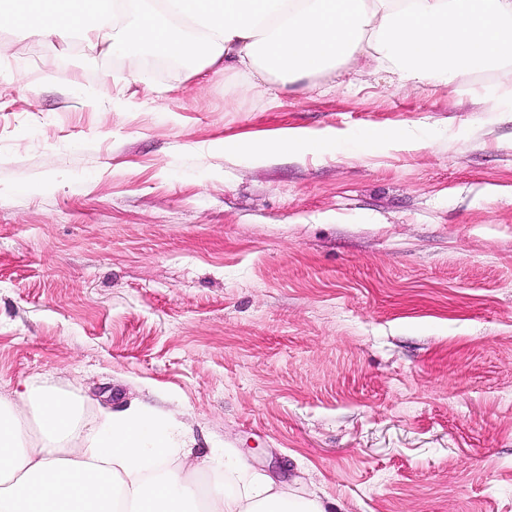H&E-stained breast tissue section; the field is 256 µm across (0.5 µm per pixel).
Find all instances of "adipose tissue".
<instances>
[{
    "label": "adipose tissue",
    "instance_id": "adipose-tissue-1",
    "mask_svg": "<svg viewBox=\"0 0 512 512\" xmlns=\"http://www.w3.org/2000/svg\"><path fill=\"white\" fill-rule=\"evenodd\" d=\"M3 27L183 60L272 96L362 58L414 85L512 63V0H0ZM186 446L160 411L91 420L81 401L25 387L0 398V512H326L259 474L199 505L167 466Z\"/></svg>",
    "mask_w": 512,
    "mask_h": 512
}]
</instances>
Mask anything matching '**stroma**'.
<instances>
[{
    "label": "stroma",
    "instance_id": "obj_1",
    "mask_svg": "<svg viewBox=\"0 0 512 512\" xmlns=\"http://www.w3.org/2000/svg\"><path fill=\"white\" fill-rule=\"evenodd\" d=\"M140 65L162 97L0 29V397L151 404L202 491L230 449L333 512H512V66L271 100ZM288 129L335 143L253 155Z\"/></svg>",
    "mask_w": 512,
    "mask_h": 512
}]
</instances>
